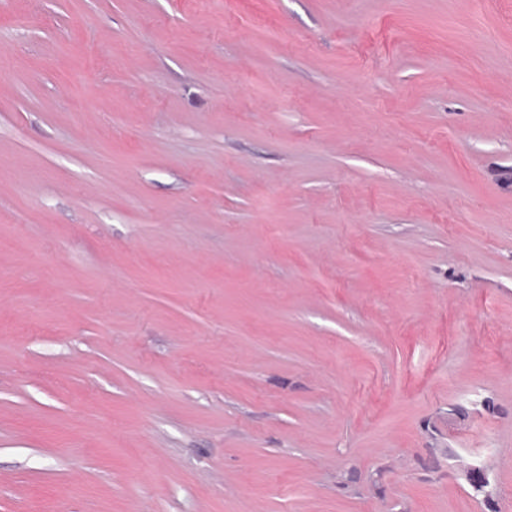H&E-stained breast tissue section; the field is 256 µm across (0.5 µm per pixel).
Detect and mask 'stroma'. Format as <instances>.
I'll return each mask as SVG.
<instances>
[{"mask_svg": "<svg viewBox=\"0 0 512 512\" xmlns=\"http://www.w3.org/2000/svg\"><path fill=\"white\" fill-rule=\"evenodd\" d=\"M0 512H512V0H0Z\"/></svg>", "mask_w": 512, "mask_h": 512, "instance_id": "1", "label": "stroma"}]
</instances>
